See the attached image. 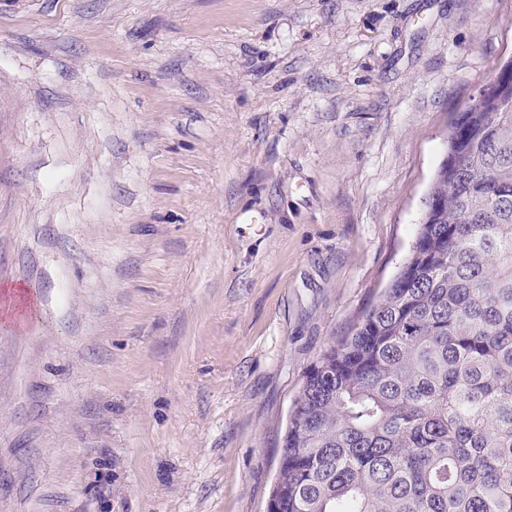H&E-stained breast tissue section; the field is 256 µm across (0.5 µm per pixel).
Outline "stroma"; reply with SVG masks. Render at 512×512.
<instances>
[{
    "label": "stroma",
    "mask_w": 512,
    "mask_h": 512,
    "mask_svg": "<svg viewBox=\"0 0 512 512\" xmlns=\"http://www.w3.org/2000/svg\"><path fill=\"white\" fill-rule=\"evenodd\" d=\"M512 0H0V512H265Z\"/></svg>",
    "instance_id": "1"
}]
</instances>
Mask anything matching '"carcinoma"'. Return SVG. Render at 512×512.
Masks as SVG:
<instances>
[{"label":"carcinoma","instance_id":"1","mask_svg":"<svg viewBox=\"0 0 512 512\" xmlns=\"http://www.w3.org/2000/svg\"><path fill=\"white\" fill-rule=\"evenodd\" d=\"M428 197L295 397L279 512H512V75L457 114Z\"/></svg>","mask_w":512,"mask_h":512}]
</instances>
